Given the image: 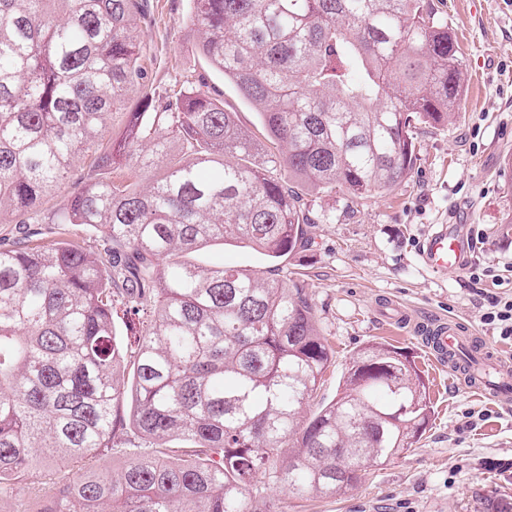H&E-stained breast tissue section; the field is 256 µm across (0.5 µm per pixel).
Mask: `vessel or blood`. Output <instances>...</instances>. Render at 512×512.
I'll list each match as a JSON object with an SVG mask.
<instances>
[{"instance_id":"b4317fda","label":"vessel or blood","mask_w":512,"mask_h":512,"mask_svg":"<svg viewBox=\"0 0 512 512\" xmlns=\"http://www.w3.org/2000/svg\"><path fill=\"white\" fill-rule=\"evenodd\" d=\"M419 253L432 270L458 271L470 259L471 242L461 225L440 224L421 242ZM415 331L439 364L457 358L453 370L467 390L497 400L512 397V363L477 346L475 338L456 323L434 320L416 324Z\"/></svg>"}]
</instances>
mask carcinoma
<instances>
[{"label":"carcinoma","instance_id":"obj_1","mask_svg":"<svg viewBox=\"0 0 512 512\" xmlns=\"http://www.w3.org/2000/svg\"><path fill=\"white\" fill-rule=\"evenodd\" d=\"M193 2L202 54L275 145L261 165L208 92L147 90L146 0H0V224H86L101 238L95 252L0 245V504L25 488L34 512H262L258 479L296 498L346 493L431 416L424 378L383 343L305 416L331 358L311 305L186 256L214 241L295 252L306 217L289 180L355 198L406 180L415 125H447L465 92L448 22L429 0ZM133 90L139 110L92 162L123 174L85 178L42 213ZM143 175L145 188L130 182ZM116 297L153 307L129 386ZM129 431L154 452L100 465ZM43 464L65 468L48 492L31 482Z\"/></svg>","mask_w":512,"mask_h":512}]
</instances>
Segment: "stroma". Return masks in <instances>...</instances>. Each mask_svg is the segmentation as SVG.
Here are the masks:
<instances>
[{
	"instance_id": "stroma-1",
	"label": "stroma",
	"mask_w": 512,
	"mask_h": 512,
	"mask_svg": "<svg viewBox=\"0 0 512 512\" xmlns=\"http://www.w3.org/2000/svg\"><path fill=\"white\" fill-rule=\"evenodd\" d=\"M430 3L456 35L467 94L452 124L417 126L410 177L383 195H306L307 242L284 263L235 245L196 255L301 288L333 353L317 401L335 396L352 358L374 342L395 347L428 384L431 417L410 451L369 468L357 488L336 497L260 488L256 499L267 512H483L485 497L512 496V403L466 390L416 334L382 314L393 304L415 323L455 320L512 358V339L484 321L492 298L512 295V0ZM192 8L191 0H150L139 24L143 67L158 92L177 84L208 91L264 140L256 113L201 55ZM437 224L465 226L472 252L463 270L422 264L418 247ZM478 267L487 276L474 278Z\"/></svg>"
}]
</instances>
